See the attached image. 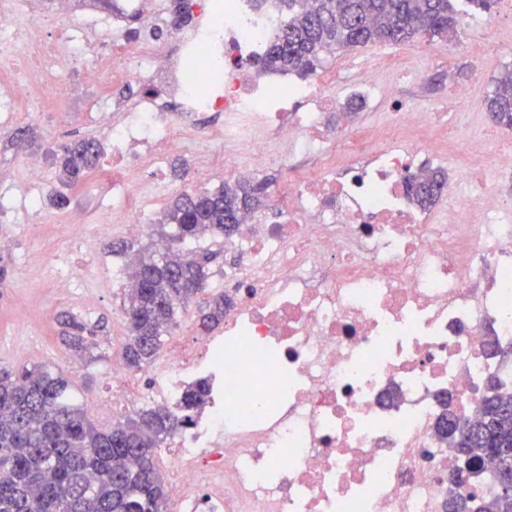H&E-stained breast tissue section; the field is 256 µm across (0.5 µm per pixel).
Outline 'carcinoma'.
I'll return each instance as SVG.
<instances>
[{"mask_svg": "<svg viewBox=\"0 0 512 512\" xmlns=\"http://www.w3.org/2000/svg\"><path fill=\"white\" fill-rule=\"evenodd\" d=\"M288 8L283 29L258 62L262 71H316L326 52L369 43L411 42L420 35L446 38L458 23L451 0H319L314 9L299 0ZM495 123L512 130V72L486 100ZM91 142L63 147L58 157L63 184L72 186L95 169ZM448 173L428 170L411 186L412 200L435 204ZM266 185L239 182L216 191L179 196L164 220L171 226L165 251L132 262L128 288L129 336L122 348L128 368L153 363L176 323L178 310L207 288L209 265L218 252L191 258L178 252L201 236L233 234L238 216L253 209ZM224 320V292L216 294L203 322ZM62 340L77 352L93 347L94 330L69 316ZM201 382L182 398L179 411L146 406L108 428L87 418L69 373L45 366L0 367V512H168L167 487L156 467L164 442L193 421L204 404ZM438 435L455 455L446 512H512V496L499 488L512 471V390L490 379L473 421L450 410Z\"/></svg>", "mask_w": 512, "mask_h": 512, "instance_id": "1", "label": "carcinoma"}]
</instances>
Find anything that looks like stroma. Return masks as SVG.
<instances>
[{"label":"stroma","mask_w":512,"mask_h":512,"mask_svg":"<svg viewBox=\"0 0 512 512\" xmlns=\"http://www.w3.org/2000/svg\"><path fill=\"white\" fill-rule=\"evenodd\" d=\"M477 17V12L461 9L448 39L425 35L415 39V46L433 49L437 59L422 84H403L401 92L409 98H425L444 110L454 100V85H471L473 96L458 118L460 131L463 138L484 140L489 130L476 116L484 112L497 80L512 71V38L499 43L484 72H476L459 46ZM95 96V90L74 85L67 111L60 112L51 90H38L44 111L17 113L0 130V186H15L26 158L36 155L48 171L50 189L62 188L55 156L78 139L95 141L101 158L110 157L108 135L88 123ZM207 148L202 142L194 152L173 150L166 177L179 192L214 191L223 186V174L207 172L200 164L197 153ZM64 190L69 198L64 208L45 206L43 215L7 225L0 233V367L42 365L68 370L82 393L88 417L106 425L117 417L106 406L112 398V353L121 350L128 336L125 273L138 253L150 252L155 239L164 237L161 220L172 200L159 201L146 234L133 238L123 225L113 223L111 210L100 208V180L89 179ZM74 214L83 216L88 225L87 241L67 231V219ZM68 270L79 284L64 293L57 282ZM67 314L97 326L95 345L89 352L75 353L62 342L61 321Z\"/></svg>","instance_id":"obj_1"}]
</instances>
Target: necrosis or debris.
Listing matches in <instances>:
<instances>
[{"label": "necrosis or debris", "mask_w": 512, "mask_h": 512, "mask_svg": "<svg viewBox=\"0 0 512 512\" xmlns=\"http://www.w3.org/2000/svg\"><path fill=\"white\" fill-rule=\"evenodd\" d=\"M188 5L194 23L165 38L169 0H115L100 17L56 0L46 19L0 0V113L33 111L42 86L65 102L61 66L92 53L90 84L141 86L133 104L92 106L112 141L101 171L113 223L143 233L172 191V150L203 140L225 175L287 173L224 241L223 334L172 343L135 376L113 358V405L175 409L209 384L192 425L165 443L171 512H442L455 460L436 432L441 396L472 417L490 378L512 383V196L495 186L512 150L458 147L455 115L406 98L373 122L326 125L349 99L375 107L399 70L421 83L432 50L413 65L381 51L312 81L262 77L253 61L284 25L279 0ZM130 19L145 31L134 43ZM211 112L220 126L201 124ZM450 156L459 174L436 206L416 207L408 180ZM307 158L316 169H297ZM44 174L28 160L0 212L41 213Z\"/></svg>", "instance_id": "4bbe7bcc"}]
</instances>
